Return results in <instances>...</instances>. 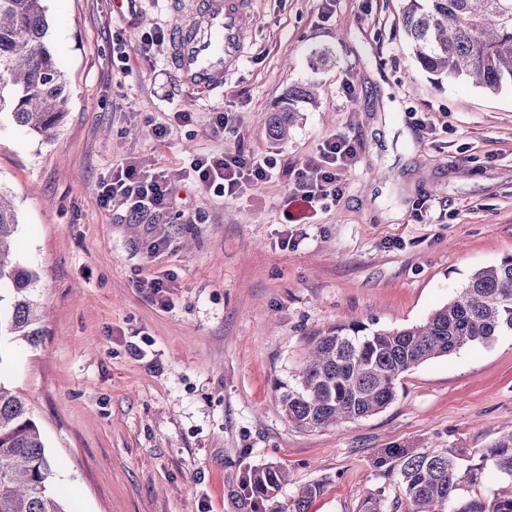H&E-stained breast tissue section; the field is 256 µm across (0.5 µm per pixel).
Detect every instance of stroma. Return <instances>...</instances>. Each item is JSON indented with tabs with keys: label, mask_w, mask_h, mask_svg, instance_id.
Segmentation results:
<instances>
[{
	"label": "stroma",
	"mask_w": 512,
	"mask_h": 512,
	"mask_svg": "<svg viewBox=\"0 0 512 512\" xmlns=\"http://www.w3.org/2000/svg\"><path fill=\"white\" fill-rule=\"evenodd\" d=\"M197 2L47 0L69 112L44 136L0 118V189L45 312L38 344L0 342V381L32 408L55 485L75 512H289L320 480L309 512H357L369 494L399 495L375 465L385 449L461 448L480 463L512 430L511 335L411 369L386 409L336 427H294L279 395L317 330L353 316L421 323L512 256V90L430 79L398 26L401 0H250L242 64L223 88L191 91L170 42L137 49ZM118 43L130 70L112 57ZM304 85L316 107L272 140L270 113ZM218 110L237 135L215 130ZM335 135L357 143L344 195L298 204L295 170ZM240 148L272 155L273 177L230 200L189 178L192 158ZM121 163L165 171L169 206L101 204ZM289 212L305 223L286 224ZM267 464L288 472L271 499L247 485Z\"/></svg>",
	"instance_id": "1"
}]
</instances>
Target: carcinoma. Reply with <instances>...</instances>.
<instances>
[{"mask_svg":"<svg viewBox=\"0 0 512 512\" xmlns=\"http://www.w3.org/2000/svg\"><path fill=\"white\" fill-rule=\"evenodd\" d=\"M401 25L412 57L436 82L464 81L488 94L512 87V0H402ZM45 0H0V114L36 134L60 126L68 113L69 79L46 39ZM317 96L295 86L268 119L275 141ZM19 226L0 190V339L31 344L44 335L35 296L39 273L12 252ZM512 335V256L475 271L453 299L423 323L380 329L360 319L311 336L296 384L283 386L281 410L302 429L335 427L385 409L403 374L468 346ZM464 450L427 452L389 448L376 465L397 477L404 504L391 508L379 494L358 512H512V432L499 437L481 465H463ZM52 461L26 399L0 382V512H73L51 483ZM287 482L278 466L254 469L247 484L270 497ZM488 483L466 500L460 491ZM323 482L303 486L292 512H308Z\"/></svg>","mask_w":512,"mask_h":512,"instance_id":"1","label":"carcinoma"}]
</instances>
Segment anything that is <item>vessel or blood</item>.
Here are the masks:
<instances>
[{
  "label": "vessel or blood",
  "mask_w": 512,
  "mask_h": 512,
  "mask_svg": "<svg viewBox=\"0 0 512 512\" xmlns=\"http://www.w3.org/2000/svg\"><path fill=\"white\" fill-rule=\"evenodd\" d=\"M196 22L206 37L188 38L185 27H178L171 58L182 85L204 92L222 86L225 73L243 59L248 0H202Z\"/></svg>",
  "instance_id": "b4317fda"
}]
</instances>
